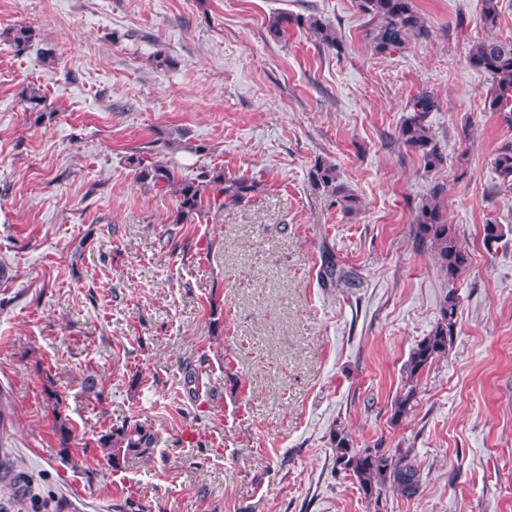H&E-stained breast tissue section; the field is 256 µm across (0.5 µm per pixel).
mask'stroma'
I'll return each instance as SVG.
<instances>
[{
  "instance_id": "obj_1",
  "label": "stroma",
  "mask_w": 512,
  "mask_h": 512,
  "mask_svg": "<svg viewBox=\"0 0 512 512\" xmlns=\"http://www.w3.org/2000/svg\"><path fill=\"white\" fill-rule=\"evenodd\" d=\"M414 4L429 37L380 54L357 0H0V512H112L126 496L151 512H512V186L494 165L512 127L467 61L512 40V0L492 28L483 0ZM17 26L35 33L20 56L2 36ZM160 50L173 66H155ZM422 90L440 104L433 173L395 137ZM151 149L183 176L262 186L176 224L174 195L135 180L132 155ZM319 161L356 216L312 184ZM437 185L469 257L452 283L410 236ZM489 223L504 237L488 247ZM325 243L362 287L319 286ZM451 288L457 334L391 424ZM126 420L158 443L115 471L98 439ZM338 431L410 451L418 494L368 505L334 467ZM295 23L298 27H302L306 25L316 36L319 45H325L327 48H335L339 49L340 45L338 42V38L336 37V32L330 27L329 24L323 22L321 19L309 17L308 19H303L298 17L295 19Z\"/></svg>"
}]
</instances>
